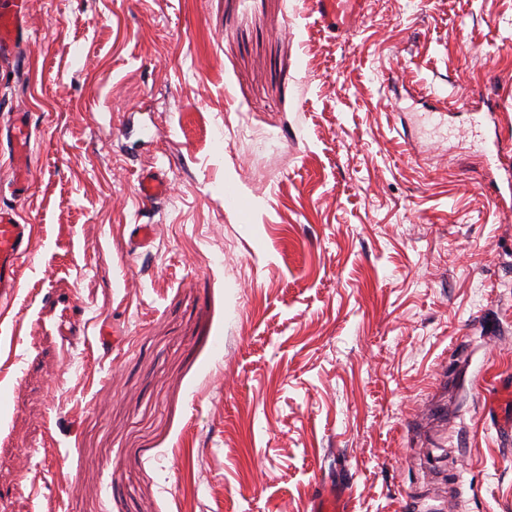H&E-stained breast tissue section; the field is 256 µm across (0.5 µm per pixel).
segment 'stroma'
Masks as SVG:
<instances>
[{"label": "stroma", "mask_w": 512, "mask_h": 512, "mask_svg": "<svg viewBox=\"0 0 512 512\" xmlns=\"http://www.w3.org/2000/svg\"><path fill=\"white\" fill-rule=\"evenodd\" d=\"M27 4L0 512H512V0ZM8 150L15 159V190L20 193L28 179V155L31 123L27 112H15L9 126ZM137 190L144 202H153L168 195L169 182L159 173L146 172L139 178ZM345 501L341 499L336 507V486L333 480L328 478L324 484V489L313 505V512H344Z\"/></svg>", "instance_id": "obj_1"}]
</instances>
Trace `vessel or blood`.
<instances>
[{
    "instance_id": "obj_1",
    "label": "vessel or blood",
    "mask_w": 512,
    "mask_h": 512,
    "mask_svg": "<svg viewBox=\"0 0 512 512\" xmlns=\"http://www.w3.org/2000/svg\"><path fill=\"white\" fill-rule=\"evenodd\" d=\"M362 0H319L322 20H335L337 25L353 24L356 7ZM28 30L21 0H0V51L14 47ZM31 123L27 113L12 116L7 138L8 150L15 159V188L23 190L28 179V155ZM169 193L166 177L146 172L138 180V194L143 201L153 202ZM32 247V228L19 223L13 209L0 207V296L13 295L19 286V268Z\"/></svg>"
}]
</instances>
